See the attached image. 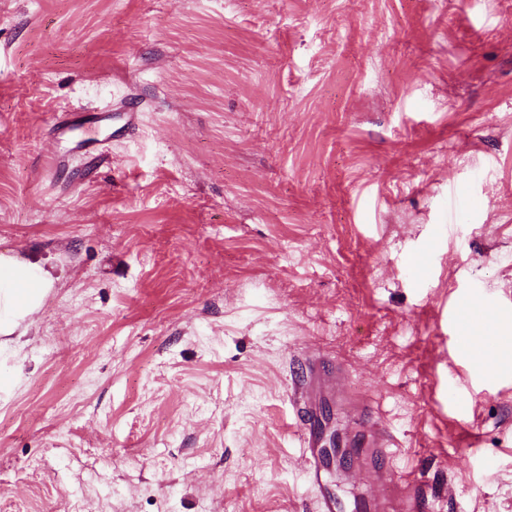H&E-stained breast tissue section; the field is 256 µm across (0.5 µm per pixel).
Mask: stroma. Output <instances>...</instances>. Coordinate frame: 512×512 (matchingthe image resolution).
I'll use <instances>...</instances> for the list:
<instances>
[{
    "label": "stroma",
    "instance_id": "35a3bbf8",
    "mask_svg": "<svg viewBox=\"0 0 512 512\" xmlns=\"http://www.w3.org/2000/svg\"><path fill=\"white\" fill-rule=\"evenodd\" d=\"M0 251L56 278L0 512H314V356L386 504L512 512V366L466 348L474 301L512 336V0H0ZM354 445L361 447H372L371 454L383 458H390L392 456L391 448L394 447L395 442L391 435L380 430L376 423H373L367 433H360L357 435Z\"/></svg>",
    "mask_w": 512,
    "mask_h": 512
}]
</instances>
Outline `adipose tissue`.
<instances>
[{
    "label": "adipose tissue",
    "mask_w": 512,
    "mask_h": 512,
    "mask_svg": "<svg viewBox=\"0 0 512 512\" xmlns=\"http://www.w3.org/2000/svg\"><path fill=\"white\" fill-rule=\"evenodd\" d=\"M54 285L40 262L0 253V350L19 352L35 315Z\"/></svg>",
    "instance_id": "obj_1"
}]
</instances>
